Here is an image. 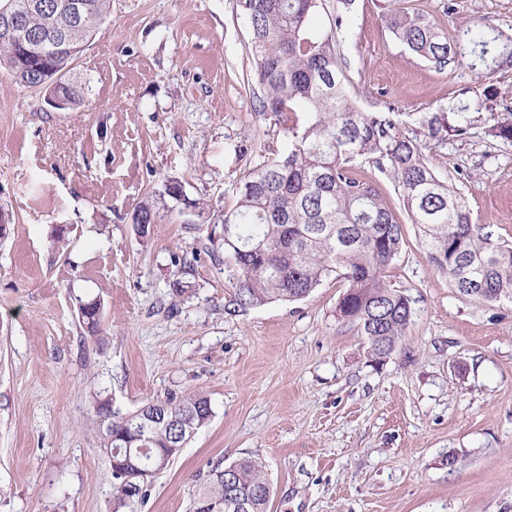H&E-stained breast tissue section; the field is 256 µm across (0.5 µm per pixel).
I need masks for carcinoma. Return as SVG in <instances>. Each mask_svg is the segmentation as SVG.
I'll return each mask as SVG.
<instances>
[{
    "instance_id": "carcinoma-1",
    "label": "carcinoma",
    "mask_w": 512,
    "mask_h": 512,
    "mask_svg": "<svg viewBox=\"0 0 512 512\" xmlns=\"http://www.w3.org/2000/svg\"><path fill=\"white\" fill-rule=\"evenodd\" d=\"M30 0H0L22 14L33 37L42 33L44 13L55 0H41L43 10L28 11ZM83 20L69 29L65 41L48 54L14 53L0 45V68L8 69L22 85L47 90L62 102L60 109L80 106L89 82L74 80L76 62L112 9V0H85ZM249 30V52L261 95V112L286 117L303 112V125L288 128V153L275 162L248 172L236 202L215 222L230 228L224 247V271L233 288L229 311L236 313L273 301L305 298L331 276L346 283L338 303L341 319L357 326L363 336L375 337V357L392 351L407 327L410 299L384 282L385 270L401 252V225L390 207L369 183L354 177L352 163L361 157L390 177L411 223L419 226L436 269L448 275L460 294L488 303H512V246L492 239L475 224L468 205L457 191L441 181L423 155L417 133L402 125L396 112H370L348 89L339 37L354 0H235ZM326 10L335 12L333 28L317 33L311 20ZM385 21L389 33L412 54L442 69L464 61L489 75L512 65V35L476 24L453 34L436 26L422 13L388 3ZM476 122L465 104L450 118L427 120L428 136L442 131L469 134ZM490 134L512 143V113L497 119ZM178 180L151 192L134 211L151 224L169 212L166 199L184 192ZM176 278L169 284L178 297L189 295L193 264L174 257ZM79 313L89 332L98 330V303L79 301ZM164 407L165 422L148 437L131 433L134 413L122 412L107 397L95 396L93 411L99 420L100 448L106 458L130 453L147 463L156 454L174 458L182 420L192 416L194 428L212 415L211 400L203 392L180 399L149 402L141 410ZM230 483L216 465L194 497L215 502L248 500V512H267L269 498L256 493L266 482L255 461L232 462ZM145 490L122 477L113 483L120 502L135 501Z\"/></svg>"
}]
</instances>
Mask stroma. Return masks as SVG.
Segmentation results:
<instances>
[{
  "mask_svg": "<svg viewBox=\"0 0 512 512\" xmlns=\"http://www.w3.org/2000/svg\"><path fill=\"white\" fill-rule=\"evenodd\" d=\"M401 4L451 32H512V0ZM383 12V0H354L340 40L350 91L417 131L423 117L478 108L469 135L424 152L476 224L512 245V144L488 133L512 110V67L437 70L392 38ZM254 72L233 0H112L76 63L92 90L75 110L0 68V208L12 218L0 240V512H190L208 471L240 458L261 465L268 512H512V303L452 288L372 164L354 173L400 219L385 281L412 309L384 358L338 316L343 281L229 315L209 217L192 231L171 213L136 234L134 208L166 181L216 215L244 175L287 152ZM191 253L195 288L179 298L172 258ZM94 298L92 334L77 302ZM198 390L210 420L143 499L118 504L93 393L132 412Z\"/></svg>",
  "mask_w": 512,
  "mask_h": 512,
  "instance_id": "35a3bbf8",
  "label": "stroma"
}]
</instances>
